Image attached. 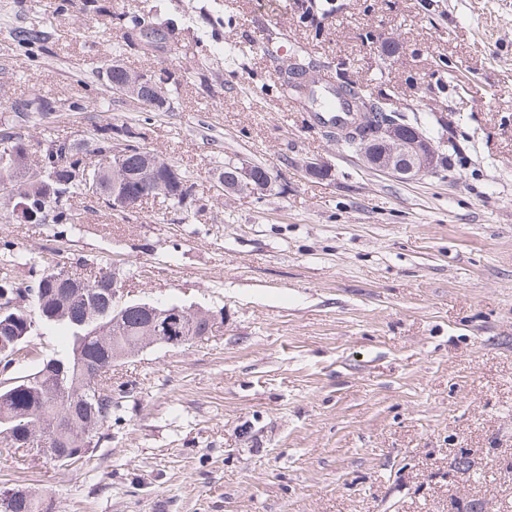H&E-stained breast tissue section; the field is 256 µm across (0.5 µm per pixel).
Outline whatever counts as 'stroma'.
I'll return each instance as SVG.
<instances>
[{"mask_svg": "<svg viewBox=\"0 0 512 512\" xmlns=\"http://www.w3.org/2000/svg\"><path fill=\"white\" fill-rule=\"evenodd\" d=\"M102 2L0 0V119L35 93L104 102L27 134L131 128L192 174L194 202L78 199L64 233L0 213L27 259L9 272L111 264L131 299L223 311L224 332L117 363L88 462L0 453V491L53 512H512V0ZM156 5L186 52L121 58L173 74L165 112L91 73ZM38 23L30 57L12 34ZM297 50L415 116L446 163L413 181L364 166L278 93ZM229 158L266 164L270 190L218 197ZM315 158L328 175L306 174Z\"/></svg>", "mask_w": 512, "mask_h": 512, "instance_id": "stroma-1", "label": "stroma"}]
</instances>
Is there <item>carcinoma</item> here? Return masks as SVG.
I'll return each mask as SVG.
<instances>
[{
  "label": "carcinoma",
  "mask_w": 512,
  "mask_h": 512,
  "mask_svg": "<svg viewBox=\"0 0 512 512\" xmlns=\"http://www.w3.org/2000/svg\"><path fill=\"white\" fill-rule=\"evenodd\" d=\"M130 29L148 27L159 37L157 47L173 32L172 19L161 15L156 9L147 16L129 17ZM49 40V33L41 26L21 27L14 32L18 48L26 51L40 49ZM312 66L311 61L301 53H293L282 61L279 68V91L285 96L304 95L326 107L337 101L335 95L318 96L321 88L310 86L296 76L303 66ZM105 80L112 87L128 85L133 74L122 66L109 67ZM53 99L41 94L21 98L11 104L13 118L0 122L17 130L35 120L47 116L43 105ZM407 118L393 109L384 99L370 101L367 112L359 115L361 131L387 119L402 122ZM112 136L114 131L109 123L94 126L85 145L67 138H46L37 142L41 147L40 162L49 179L43 183H29L21 191L19 201L37 216V224H81L83 213L74 207V198L88 197L87 186L73 181L68 169L81 164L88 155L96 157L95 165L100 169L101 178L107 185L118 183L130 198L143 196L161 198L174 206L186 208L193 203V183L185 173H179L178 182L182 187H173L164 172L167 161L158 168V180L154 184L135 181L136 174L143 168L146 148L140 146L139 133H131L132 141L124 148L121 168L112 169ZM49 207V218H44L43 207ZM27 293L30 300L12 314L0 317V342L9 343L28 332L33 337L43 326H56L63 332V348L59 354L42 362L32 373L18 377L10 388L0 389V433L8 430L13 441L0 436V447L10 450L22 447L21 438L27 428H41L52 421L65 424V434L56 437L55 451H66L77 447L76 437L99 434L112 421L113 409L118 404L112 400V385L105 373L112 369V357L118 350L147 334V314L136 305L127 306L118 322H112V280L82 278L80 282L56 279L53 274H44L34 282L18 280L8 273L0 276V298H12ZM35 320L37 329L27 331V322ZM0 512H43L41 500L27 491L14 489L0 493Z\"/></svg>",
  "instance_id": "carcinoma-1"
}]
</instances>
